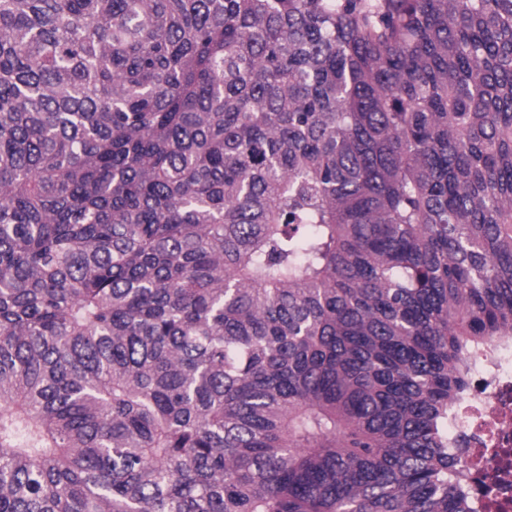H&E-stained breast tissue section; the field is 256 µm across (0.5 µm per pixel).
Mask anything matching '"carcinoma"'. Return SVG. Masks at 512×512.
<instances>
[{"instance_id": "carcinoma-1", "label": "carcinoma", "mask_w": 512, "mask_h": 512, "mask_svg": "<svg viewBox=\"0 0 512 512\" xmlns=\"http://www.w3.org/2000/svg\"><path fill=\"white\" fill-rule=\"evenodd\" d=\"M512 336V0H0V512H472ZM448 430L460 448L459 478L475 512H512V337L476 359Z\"/></svg>"}]
</instances>
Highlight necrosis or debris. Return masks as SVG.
Segmentation results:
<instances>
[{
	"label": "necrosis or debris",
	"instance_id": "obj_1",
	"mask_svg": "<svg viewBox=\"0 0 512 512\" xmlns=\"http://www.w3.org/2000/svg\"><path fill=\"white\" fill-rule=\"evenodd\" d=\"M448 430L460 449L459 477L474 512H512V338L477 357Z\"/></svg>",
	"mask_w": 512,
	"mask_h": 512
}]
</instances>
